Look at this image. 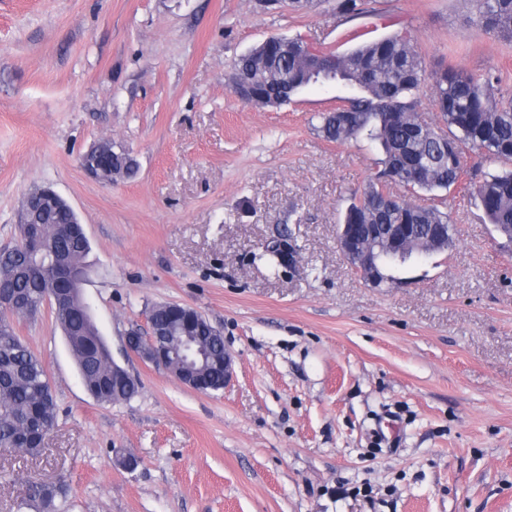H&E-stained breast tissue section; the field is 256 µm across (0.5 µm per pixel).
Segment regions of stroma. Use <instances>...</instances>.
Returning <instances> with one entry per match:
<instances>
[{"mask_svg": "<svg viewBox=\"0 0 512 512\" xmlns=\"http://www.w3.org/2000/svg\"><path fill=\"white\" fill-rule=\"evenodd\" d=\"M335 5L0 0V247L28 192L62 195L90 246L82 294L139 384L98 403L51 305L15 319L58 414L40 455H0V512L26 482L59 479L68 512H512V245L462 181L453 246L369 285L336 233L379 154L318 129L349 89L262 108L228 84L269 36L325 49L364 27L409 30L427 67L492 69L512 95V42L470 26L471 0H370L354 19ZM104 140L132 152L136 178L88 176L80 158ZM282 235L289 267L260 258ZM166 303L222 332L223 390L124 352Z\"/></svg>", "mask_w": 512, "mask_h": 512, "instance_id": "stroma-1", "label": "stroma"}]
</instances>
